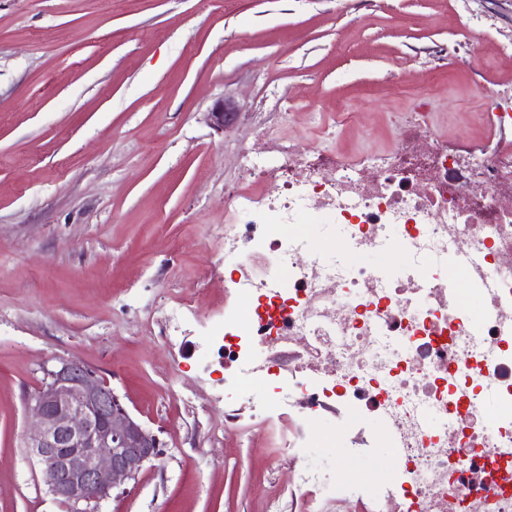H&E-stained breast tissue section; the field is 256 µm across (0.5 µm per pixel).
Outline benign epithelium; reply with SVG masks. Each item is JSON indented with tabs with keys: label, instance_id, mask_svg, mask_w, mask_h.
Instances as JSON below:
<instances>
[{
	"label": "benign epithelium",
	"instance_id": "benign-epithelium-1",
	"mask_svg": "<svg viewBox=\"0 0 512 512\" xmlns=\"http://www.w3.org/2000/svg\"><path fill=\"white\" fill-rule=\"evenodd\" d=\"M237 117L238 105L229 97L208 112L220 132ZM42 371L40 385L26 399L31 427L24 447L54 499L70 512H100L115 489L160 458L161 441L88 365L60 359Z\"/></svg>",
	"mask_w": 512,
	"mask_h": 512
}]
</instances>
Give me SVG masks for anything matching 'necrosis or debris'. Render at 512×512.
I'll return each mask as SVG.
<instances>
[{
  "label": "necrosis or debris",
  "instance_id": "obj_1",
  "mask_svg": "<svg viewBox=\"0 0 512 512\" xmlns=\"http://www.w3.org/2000/svg\"><path fill=\"white\" fill-rule=\"evenodd\" d=\"M415 99L389 150L282 141L224 192V391L284 423L307 512H512V106L453 147ZM327 415L333 477L304 461Z\"/></svg>",
  "mask_w": 512,
  "mask_h": 512
}]
</instances>
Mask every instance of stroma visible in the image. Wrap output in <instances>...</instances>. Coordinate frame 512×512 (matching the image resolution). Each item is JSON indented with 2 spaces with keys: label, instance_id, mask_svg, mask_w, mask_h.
Listing matches in <instances>:
<instances>
[{
  "label": "stroma",
  "instance_id": "35a3bbf8",
  "mask_svg": "<svg viewBox=\"0 0 512 512\" xmlns=\"http://www.w3.org/2000/svg\"><path fill=\"white\" fill-rule=\"evenodd\" d=\"M472 28L485 55L512 42V0H0V512H68L21 443L52 357L94 368L163 444L101 512H267L271 491L305 512L250 410L224 427L237 367L209 341L224 246L204 232L243 152L272 156L262 128L311 147L342 101L385 147L431 51L469 53ZM476 79L488 97L458 79L433 99L452 143L512 102V73ZM225 96L240 113L219 132ZM238 105L236 101L229 97H223L216 102L210 112H208V119L210 125L216 131H224V129L231 126L238 117Z\"/></svg>",
  "mask_w": 512,
  "mask_h": 512
}]
</instances>
